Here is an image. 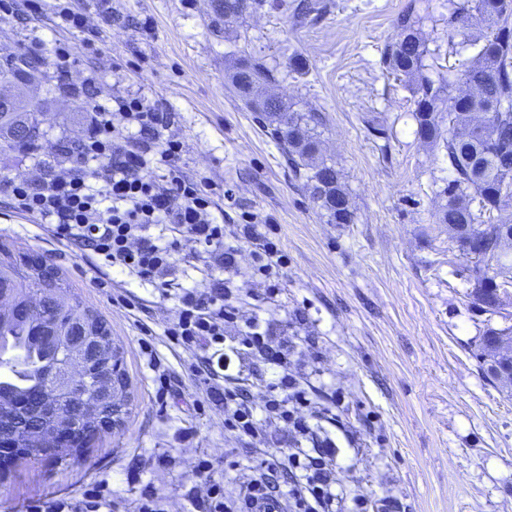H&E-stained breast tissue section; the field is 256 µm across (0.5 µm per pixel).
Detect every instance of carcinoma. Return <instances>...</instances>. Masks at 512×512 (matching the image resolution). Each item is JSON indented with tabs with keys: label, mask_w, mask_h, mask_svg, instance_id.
<instances>
[{
	"label": "carcinoma",
	"mask_w": 512,
	"mask_h": 512,
	"mask_svg": "<svg viewBox=\"0 0 512 512\" xmlns=\"http://www.w3.org/2000/svg\"><path fill=\"white\" fill-rule=\"evenodd\" d=\"M254 4L256 0H218L215 8L231 20ZM473 10L472 18L490 35L477 51L476 62L455 78L437 83L424 75L428 47L413 3L397 17L395 37L385 44L381 62L388 72L412 81L418 139L445 151L446 203L436 215L437 223L448 225L463 252L474 235L483 240V257L470 269L471 304L497 315L500 296L489 269L512 274V215H506L512 209V0H475ZM38 66L21 52L0 62V78L36 72ZM272 79L259 60L243 62L230 74L237 97L257 113L282 147L288 165L305 180L328 223H355L357 213L340 170L319 156L321 114L301 112L274 95H259V88ZM38 113L39 107L30 108L19 98L1 102L0 149L25 152L40 140ZM21 129L28 134L17 142ZM42 288L55 289V296L45 301L39 320L14 313L0 316V356L8 357L0 373V447L17 449L20 459L63 458L89 447L100 435L79 419L57 447L42 448L37 442L41 421L33 401L51 387L52 370L70 358L68 337L75 332L100 337L110 373L126 384L123 360L106 319L71 295L54 268L30 256L6 253L0 258V293L23 305Z\"/></svg>",
	"instance_id": "obj_1"
}]
</instances>
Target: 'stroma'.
<instances>
[{"instance_id":"stroma-1","label":"stroma","mask_w":512,"mask_h":512,"mask_svg":"<svg viewBox=\"0 0 512 512\" xmlns=\"http://www.w3.org/2000/svg\"><path fill=\"white\" fill-rule=\"evenodd\" d=\"M409 1L314 0L316 11L302 16L299 0H261L227 22L215 0H78L83 32L57 29L46 11L0 16V57L41 46L49 82L36 96L48 102L41 127L48 153L82 136L84 86L103 102L138 94L169 113L167 133L184 145L185 174L207 177L224 240L238 247L226 277L242 314L272 324L289 370L331 410L313 427L336 448L335 512H356L362 495L376 507L389 501V512H512V386L491 379L478 357L486 327L505 322L471 307L473 262L435 221L447 159L418 140L409 86L381 64ZM413 1L427 74L438 81L475 54L448 44V17L463 0ZM58 40L76 51L65 75L52 65ZM246 58L272 70L271 93L323 115L321 153L340 169L356 223H327L305 181L234 95L229 73ZM91 75L97 81L89 86ZM249 216L256 236L276 237L286 256L272 277L254 270L251 244L235 241ZM0 250L39 257L104 316L128 381L110 435L74 456L0 471V512H24L31 499L99 482L114 512H134L136 489L148 486L162 512H190L198 458L216 459V478L237 499L256 457L312 450V441H297L283 426L257 440L225 428L223 406L208 401L192 375V353L164 334L176 302L157 288L118 271L108 274L111 287H98L87 253L57 244L2 198ZM146 330L149 354L137 343ZM162 371L171 377L164 395L156 386Z\"/></svg>"}]
</instances>
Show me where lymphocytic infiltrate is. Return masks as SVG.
<instances>
[{
    "label": "lymphocytic infiltrate",
    "mask_w": 512,
    "mask_h": 512,
    "mask_svg": "<svg viewBox=\"0 0 512 512\" xmlns=\"http://www.w3.org/2000/svg\"><path fill=\"white\" fill-rule=\"evenodd\" d=\"M87 115L83 138L53 154L38 153L37 163L50 170L42 180L0 177V197L19 214L33 216L59 244L92 251L94 271L112 267L133 278L169 290L176 257L191 247L217 269L235 264V249L224 242V224L204 192V178H188L180 165L183 145L168 137L166 112L141 97L101 103L93 93L83 99ZM165 226L171 239L154 234ZM233 291L215 277L177 296L176 316L165 329L168 340L196 353L191 366L210 400L224 405V426L238 435L261 438L264 422L284 424L296 435L311 434L306 417L314 403L288 369V352L274 342L259 317L247 319L239 336L225 329L238 320ZM236 356L256 353L274 371L262 401L231 375H219L213 359L220 345ZM245 503L252 512H331L335 500L333 449L321 446L302 461L299 452L281 451L258 458ZM210 458L198 459L195 476L203 488L198 507L204 512H239L224 497V485L213 477ZM104 486L75 497L29 500L25 512H110Z\"/></svg>",
    "instance_id": "f902f5d3"
}]
</instances>
